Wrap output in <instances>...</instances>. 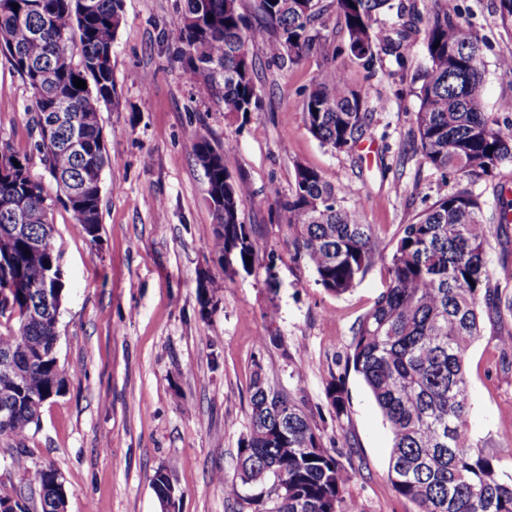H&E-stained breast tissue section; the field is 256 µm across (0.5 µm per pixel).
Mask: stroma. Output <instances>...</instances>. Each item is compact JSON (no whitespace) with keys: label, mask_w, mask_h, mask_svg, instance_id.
<instances>
[{"label":"stroma","mask_w":512,"mask_h":512,"mask_svg":"<svg viewBox=\"0 0 512 512\" xmlns=\"http://www.w3.org/2000/svg\"><path fill=\"white\" fill-rule=\"evenodd\" d=\"M482 39L483 107L505 116L512 54L497 0H459ZM184 0H124L112 53L118 102L100 114L107 148L101 224L90 239L62 206L53 209L54 245L64 272L57 356L69 372L63 393L45 403L17 454L0 438V492L22 488L35 466L53 464L69 491L67 512H161L152 479L169 467L175 512H239L216 475H237L249 431V385L263 370L311 414L326 447L351 479L345 495L360 512H414L388 477L391 434L362 379L347 364L358 321L388 288V259L403 225L456 186L417 150L414 114L427 66L424 35L405 44L406 68L382 56L375 70L340 56L349 79L369 88V135L334 152L302 121L304 92L323 54L293 66L269 62L262 39L250 54L263 107L228 114L173 62L164 37ZM30 93L0 54V142L30 158L48 194L56 185L35 144ZM232 140L226 167L253 194L240 217L258 258L228 274L208 249L212 210L192 139ZM318 170L337 191L361 188L360 209L379 252L365 276L336 295L294 260L277 203L294 186L295 167ZM493 282L512 296V226L489 236ZM468 433L501 470L512 471V317L485 319L466 355ZM340 379L348 413L335 417L327 386Z\"/></svg>","instance_id":"1"}]
</instances>
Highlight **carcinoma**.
Returning a JSON list of instances; mask_svg holds the SVG:
<instances>
[{"label":"carcinoma","instance_id":"obj_1","mask_svg":"<svg viewBox=\"0 0 512 512\" xmlns=\"http://www.w3.org/2000/svg\"><path fill=\"white\" fill-rule=\"evenodd\" d=\"M421 11L395 0H258L270 37L269 61L295 65L322 46L320 17L330 7L343 23L347 47L325 55L305 95L302 120L309 132L335 152H345L368 131L362 112L366 88L348 79L336 58L346 51L372 67L381 55L406 67L402 52L409 32L425 23L428 60L415 112L423 160L446 179L489 178L512 163V121L483 111L484 42L475 34L458 0H430ZM0 0V53L7 56L31 94L37 149L60 194L51 198L34 176L29 158L0 145V257H9L14 281L30 282L59 264L50 214L61 204L91 241L100 226L98 175L106 147L100 107L113 101L112 47L124 19L123 0ZM397 10L395 37L374 33L378 17ZM257 37L242 0H185L167 32L174 60L199 90L218 99L226 113L258 112L249 44ZM86 82L75 87L74 80ZM207 178V197L224 200L214 209L211 252L232 250L239 265L257 259L251 229L239 205L251 194L249 182L224 165L234 143L214 146L199 136L193 143ZM345 196L313 168L295 166L291 195L279 202L288 220L296 260L311 267L326 290L341 295L376 259L373 225L365 223L357 200ZM25 225L15 234L14 225ZM512 223L505 186L487 212L481 195L457 188L436 199L403 225L389 260L391 282L360 320L348 361L364 381L391 432L388 476L395 492L415 512H512V472L478 448L468 433L470 392L465 360L480 335L482 315L512 311V300L492 285L486 246L493 225ZM15 311L0 316L16 326L0 334V353L11 352L23 367L12 395L15 415L0 425V437L18 444L39 422L41 408L62 393L66 372L52 351L56 316L39 309L31 295H13ZM336 418L347 414L344 389L328 392ZM249 434L238 448L237 480L224 481V494L251 512H358L344 495V466L330 453L312 416L291 394L253 374ZM54 467L31 471L27 486L38 493L37 510L56 512Z\"/></svg>","mask_w":512,"mask_h":512}]
</instances>
